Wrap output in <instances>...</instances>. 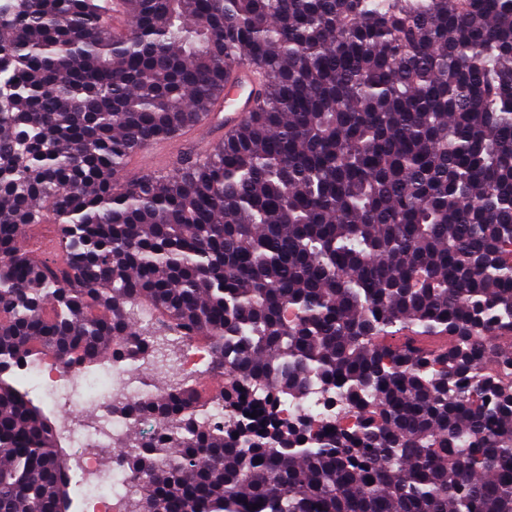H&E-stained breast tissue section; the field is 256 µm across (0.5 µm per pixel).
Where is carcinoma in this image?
Instances as JSON below:
<instances>
[{
  "label": "carcinoma",
  "instance_id": "obj_1",
  "mask_svg": "<svg viewBox=\"0 0 512 512\" xmlns=\"http://www.w3.org/2000/svg\"><path fill=\"white\" fill-rule=\"evenodd\" d=\"M125 4L0 0V512L87 494L18 362L93 390L200 341L217 393L110 405L163 429L120 444L131 512H512V0ZM238 67L234 133L116 181ZM314 381L354 427L278 418ZM259 92L258 76L247 69L230 75L224 82V105L217 104L214 113L224 112V136L242 120L254 105Z\"/></svg>",
  "mask_w": 512,
  "mask_h": 512
}]
</instances>
